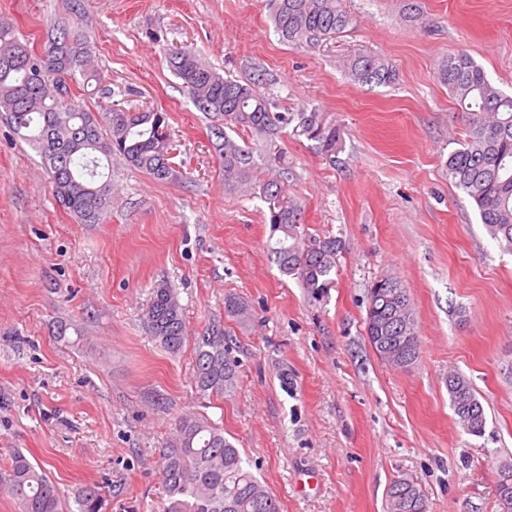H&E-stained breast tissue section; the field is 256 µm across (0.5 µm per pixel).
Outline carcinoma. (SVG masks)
<instances>
[{"instance_id": "cac0c4a2", "label": "carcinoma", "mask_w": 512, "mask_h": 512, "mask_svg": "<svg viewBox=\"0 0 512 512\" xmlns=\"http://www.w3.org/2000/svg\"><path fill=\"white\" fill-rule=\"evenodd\" d=\"M275 31L293 46L314 47L342 33L353 22L343 0H267ZM171 73L182 82L196 108L214 113L224 126L212 129V142L224 172V187L253 195L266 204L272 262L286 276L298 279L311 296L322 300L335 287L341 240L308 232L305 206L288 193L281 176L288 158L277 139L283 130L336 152V125L312 109L275 112L277 104L261 91L263 79L238 82L207 65L194 50L177 47L167 56ZM343 67L357 82L389 86L396 68L370 54L348 57ZM80 73L85 81L103 80L90 50L66 29L41 52L31 50L13 26L0 23V112L17 135L40 153L53 184L56 201L80 224H99L111 202V178L104 172L118 155L131 167L161 182L182 178L170 161L172 139L167 113L154 109L130 112L105 108L91 112L72 98L67 78ZM436 77L460 105L467 126L461 147L448 154V180L475 205L486 233L505 252H512V91L486 76L464 50L450 52L439 62ZM251 133L264 142L265 165L276 178L256 173L253 151L246 141L228 134ZM249 308L237 297L224 299V316L238 323ZM142 321L166 351L179 352L186 340L183 308L170 286L154 285ZM410 336L409 346L381 360L393 366L418 359L420 341L410 294L401 280L384 275L369 291L365 333L368 336ZM193 383L203 397H222L236 383L238 359L232 356L236 338L221 325H210L194 337ZM448 389L450 406L463 430L482 435L485 410L472 381L456 373ZM161 512H281L224 428L201 414L182 416L169 448L162 456ZM0 494L18 512H105L106 492L96 482L82 485L70 506L47 471L15 450L0 469ZM388 512H427L424 492L411 478L390 482Z\"/></svg>"}]
</instances>
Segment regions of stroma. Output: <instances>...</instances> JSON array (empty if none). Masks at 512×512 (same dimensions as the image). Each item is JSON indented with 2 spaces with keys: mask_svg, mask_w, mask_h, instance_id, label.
I'll return each mask as SVG.
<instances>
[{
  "mask_svg": "<svg viewBox=\"0 0 512 512\" xmlns=\"http://www.w3.org/2000/svg\"><path fill=\"white\" fill-rule=\"evenodd\" d=\"M344 6L355 24L307 49L280 40L266 0H0V21L35 50L56 26L88 41L104 80L96 89L70 79L84 108L166 112L183 173L159 182L113 159L106 221L80 224L0 115V468L19 448L66 499L105 482L108 512H155L161 451L178 417L200 413L223 425L281 512H385L390 481L406 476L429 512H501L512 254L448 180L465 121L435 72L464 49L512 88V0ZM175 46L232 78L262 75L280 111L314 108L336 125L330 156L304 139L280 142L306 224L344 244L325 300L271 261L264 203L225 189L215 120L167 67ZM358 53L391 61L397 84L353 82L343 61ZM386 273L408 289L419 326L420 356L405 369L378 359L365 335L368 291ZM163 280L191 337L224 319L226 296L251 307L250 320L228 323L240 367L224 399L196 392L192 344L173 355L148 334L142 312ZM452 371L475 385L483 435L456 421Z\"/></svg>",
  "mask_w": 512,
  "mask_h": 512,
  "instance_id": "1",
  "label": "stroma"
}]
</instances>
